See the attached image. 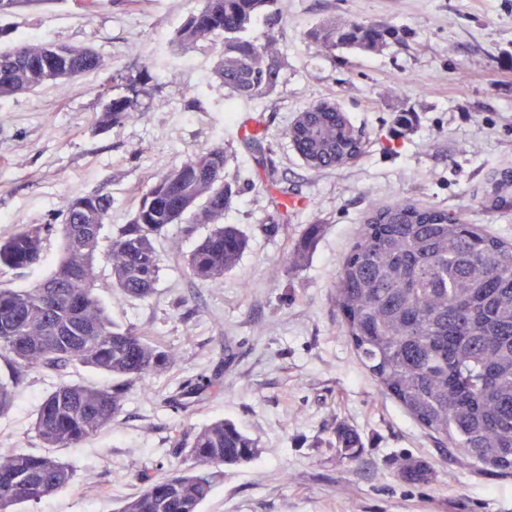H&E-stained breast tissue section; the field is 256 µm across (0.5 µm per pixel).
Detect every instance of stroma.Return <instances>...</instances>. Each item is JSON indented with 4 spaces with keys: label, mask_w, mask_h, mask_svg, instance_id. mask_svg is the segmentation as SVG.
Listing matches in <instances>:
<instances>
[{
    "label": "stroma",
    "mask_w": 512,
    "mask_h": 512,
    "mask_svg": "<svg viewBox=\"0 0 512 512\" xmlns=\"http://www.w3.org/2000/svg\"><path fill=\"white\" fill-rule=\"evenodd\" d=\"M198 0H46L6 17L14 40L93 49L111 72L57 83L0 101V241L26 224L48 223L73 191H105L113 202L96 253V294L112 321L160 339L177 365L132 388L113 422L53 456L73 481L21 512H118L141 489L142 470L174 464L175 423L202 427L229 419L259 445L252 463L214 471L201 512H512V475L487 472L442 446L393 400L380 396L342 329L337 274L365 217L401 198L448 212L512 242V0H282L274 38L282 61L275 89L233 98L214 73L222 41L174 48ZM372 23L397 30L380 50H325L310 37L320 23ZM149 67L159 81L149 111L99 128L103 100L122 93L125 75ZM335 101L363 138L353 163L310 171L285 135L301 109ZM412 125L399 130L396 119ZM258 127L259 145L245 144ZM223 143L224 179L237 188L224 221L248 238L238 264L215 285L190 275L192 240L180 225L157 239L163 263L153 294L132 299L112 286L106 250L128 223L143 190L192 153ZM139 145L140 154L130 152ZM287 207H280V199ZM321 225L297 270L281 259L307 225ZM219 375L221 388L182 413L163 404L185 379ZM12 409L0 417V448L39 454L40 401L63 383L98 386L109 378L70 365L15 376ZM357 439V456L337 453L338 437ZM429 465V482L399 467Z\"/></svg>",
    "instance_id": "obj_1"
}]
</instances>
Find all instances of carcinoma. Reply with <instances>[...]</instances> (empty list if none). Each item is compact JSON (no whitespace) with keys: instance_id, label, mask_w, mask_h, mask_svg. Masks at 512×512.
<instances>
[{"instance_id":"carcinoma-1","label":"carcinoma","mask_w":512,"mask_h":512,"mask_svg":"<svg viewBox=\"0 0 512 512\" xmlns=\"http://www.w3.org/2000/svg\"><path fill=\"white\" fill-rule=\"evenodd\" d=\"M46 0H0V18ZM281 0H199L177 34L183 50L208 37L222 39L216 72L238 99H256L277 85L281 61L269 39L250 37L251 25L276 20ZM395 31L357 22L325 23L315 39L326 50L376 51ZM109 59L87 47L20 41L0 49V98L75 81L109 69ZM126 93L110 98L99 115L103 128L149 111L155 81L149 68L125 78ZM293 149L313 172L340 166L352 136L336 112L299 114ZM224 145L190 156L158 176L142 193L128 224L116 227L107 259L114 287L125 296L154 292L162 259L155 241L171 224H211L187 255L191 274L218 283L247 248V237L224 224L232 186L224 182ZM112 198L100 191L74 192L63 203L61 253L54 270L21 290L0 287V355L17 375L48 365L78 364L112 377L101 387L61 385L39 404L34 428L48 448L80 444L109 426L121 412L126 391L143 385L178 361L177 352L136 328L112 322L95 294V253ZM51 224H28L0 242V274L26 271L42 259ZM320 232L310 224L284 257L294 269ZM336 308L342 327L379 393L393 399L442 444L461 450L486 471L512 474V243L472 224L461 212L395 200L377 207L338 275ZM218 387L198 375L165 398L179 412L186 399ZM178 466L156 477L140 475L141 491L118 512H200L213 488V467L250 462L256 442L234 423L214 421L198 430H176ZM423 483V464L403 468ZM74 474L51 455L0 448V512L39 503L72 482Z\"/></svg>"}]
</instances>
